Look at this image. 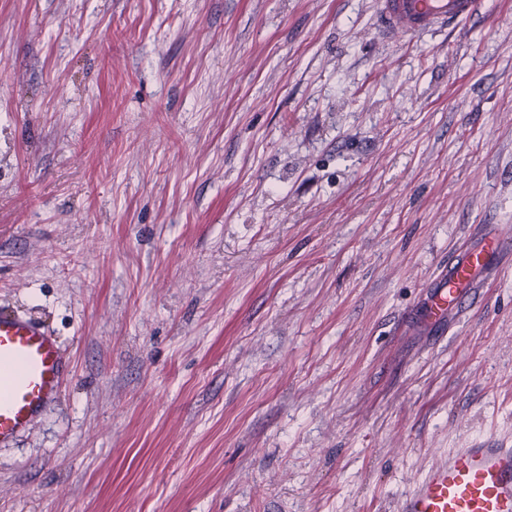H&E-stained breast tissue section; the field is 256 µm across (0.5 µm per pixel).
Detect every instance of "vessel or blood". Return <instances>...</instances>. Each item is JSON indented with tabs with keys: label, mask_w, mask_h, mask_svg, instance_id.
I'll return each instance as SVG.
<instances>
[{
	"label": "vessel or blood",
	"mask_w": 512,
	"mask_h": 512,
	"mask_svg": "<svg viewBox=\"0 0 512 512\" xmlns=\"http://www.w3.org/2000/svg\"><path fill=\"white\" fill-rule=\"evenodd\" d=\"M484 0H377L375 25L386 39L421 36L468 22ZM496 241L477 239L437 278L420 312L444 326L469 304L478 272L498 254ZM70 360L51 331L32 318L0 311V445L30 430L61 392ZM397 512H512V448H458L433 467L399 502Z\"/></svg>",
	"instance_id": "vessel-or-blood-1"
}]
</instances>
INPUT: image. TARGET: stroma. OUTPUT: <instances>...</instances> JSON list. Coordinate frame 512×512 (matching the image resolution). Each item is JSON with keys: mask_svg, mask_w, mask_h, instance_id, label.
<instances>
[{"mask_svg": "<svg viewBox=\"0 0 512 512\" xmlns=\"http://www.w3.org/2000/svg\"><path fill=\"white\" fill-rule=\"evenodd\" d=\"M376 2L0 0V311L71 362L0 512H396L512 447V0ZM483 0H378L376 29L387 40L421 36L466 23L481 14ZM499 255L496 240L478 238L468 249L448 262V272L436 279L429 300L420 312V319L434 327L448 323L449 316H461L467 312L470 304L464 298L463 288H480L481 282L475 281L478 272L487 271L490 260Z\"/></svg>", "mask_w": 512, "mask_h": 512, "instance_id": "35a3bbf8", "label": "stroma"}]
</instances>
